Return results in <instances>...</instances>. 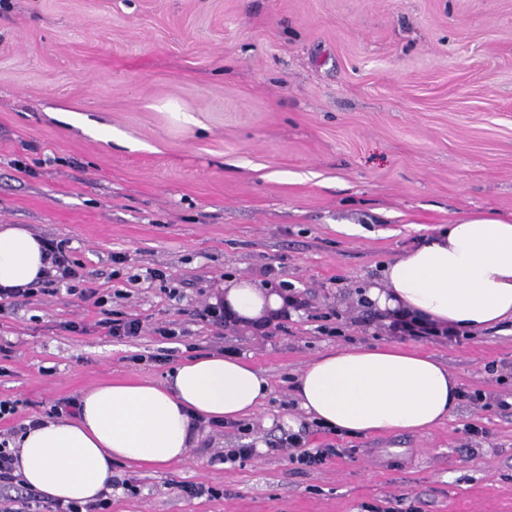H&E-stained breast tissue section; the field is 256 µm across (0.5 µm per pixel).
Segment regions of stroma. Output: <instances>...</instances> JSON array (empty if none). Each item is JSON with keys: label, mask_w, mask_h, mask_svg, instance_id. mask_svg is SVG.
Wrapping results in <instances>:
<instances>
[{"label": "stroma", "mask_w": 512, "mask_h": 512, "mask_svg": "<svg viewBox=\"0 0 512 512\" xmlns=\"http://www.w3.org/2000/svg\"><path fill=\"white\" fill-rule=\"evenodd\" d=\"M486 212L512 221V0H0V224L82 273L0 310V430L232 354L269 379L263 406L165 468L113 465L110 512H512L511 326L419 344L490 405L415 433L302 419L341 450L311 471L279 448L312 361L391 341L361 301L384 266ZM240 279L305 305L263 333L214 322ZM114 314L141 333L113 338Z\"/></svg>", "instance_id": "1"}]
</instances>
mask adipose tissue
<instances>
[{"instance_id": "adipose-tissue-1", "label": "adipose tissue", "mask_w": 512, "mask_h": 512, "mask_svg": "<svg viewBox=\"0 0 512 512\" xmlns=\"http://www.w3.org/2000/svg\"><path fill=\"white\" fill-rule=\"evenodd\" d=\"M39 237L0 224V288H30L51 269ZM365 295L381 315L406 311L440 327L477 332L512 324V222L466 217L383 270ZM224 304L246 321L283 306L250 280L231 283ZM268 379L232 356L185 359L165 384L117 380L83 393L75 417H47L19 436L13 467L46 498L88 503L107 492L112 465L163 468L184 460L193 420L237 421L254 414ZM459 383L447 366L414 347L350 346L320 356L300 374L295 399L318 423L357 434L420 432L448 420Z\"/></svg>"}]
</instances>
